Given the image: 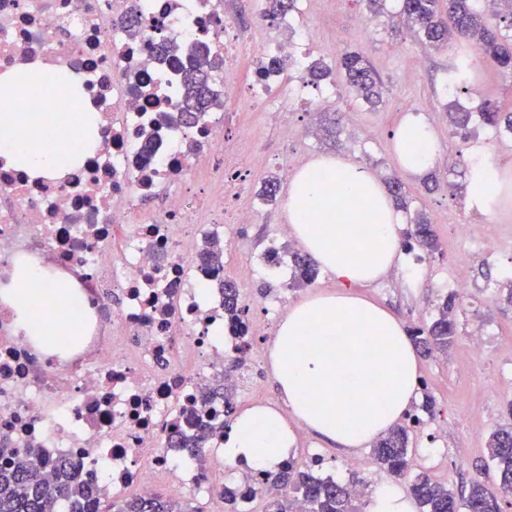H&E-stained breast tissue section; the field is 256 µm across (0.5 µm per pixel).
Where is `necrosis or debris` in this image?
Instances as JSON below:
<instances>
[{
    "mask_svg": "<svg viewBox=\"0 0 512 512\" xmlns=\"http://www.w3.org/2000/svg\"><path fill=\"white\" fill-rule=\"evenodd\" d=\"M133 14L145 20L136 32ZM317 38L308 28L293 40L277 32L242 42L224 0H0V70L36 64L47 79H76L102 138L92 157L57 177L0 165V275L18 256L46 260L77 274L88 300L78 316L84 336L62 358L14 334L0 306V459L18 450L67 460L104 498L130 488L151 496L160 477L181 493L217 486L223 432L199 453L170 442L194 433L195 416L223 421L213 383L235 386L228 362L258 379L261 326L225 318L216 286L224 270L200 256L204 236L223 237L225 219L250 224L254 213H202L180 192L198 158L213 159L224 187L240 185L242 167L223 105L179 123L177 75L154 47L173 45L218 89L234 85L239 58L270 61L239 95L271 105L273 84ZM148 200L155 216L143 210ZM189 224L205 225L204 236L186 233ZM455 232L467 265L512 250L493 223L460 222Z\"/></svg>",
    "mask_w": 512,
    "mask_h": 512,
    "instance_id": "obj_1",
    "label": "necrosis or debris"
}]
</instances>
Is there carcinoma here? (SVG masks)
I'll list each match as a JSON object with an SVG mask.
<instances>
[{"label":"carcinoma","instance_id":"1","mask_svg":"<svg viewBox=\"0 0 512 512\" xmlns=\"http://www.w3.org/2000/svg\"><path fill=\"white\" fill-rule=\"evenodd\" d=\"M501 2L505 8L500 17L503 24L496 27L486 24L479 0H402L398 17L402 26L418 35L428 47L439 48L452 36L463 42L467 51L461 53L448 70L449 88L460 91L468 88L472 77L474 59L469 53L471 49L512 71V0ZM163 51L173 69L183 75L185 96L180 111L191 118L207 111L215 99L208 71L196 64L186 65L167 47ZM340 69L348 91L368 104L380 102L382 85L362 55L345 53L340 60ZM479 115L484 122L512 134V111L500 112L485 104ZM415 244L427 252L438 247L433 225L422 217L414 220V227L404 242L409 248ZM288 257L294 269V282L308 283L315 279L317 269L310 256L292 252ZM220 286L224 288V310L231 320H242L245 308L239 306L238 288L228 280L222 281ZM460 308V298L453 292L448 294L428 329L413 331V342L428 352L448 349L456 335V316ZM373 454L389 475H405L408 470L406 428L396 426L380 437ZM487 455L496 468L500 495L473 482L466 495L458 496L447 486L421 473L413 477L411 484L420 512H503L501 498L512 496V426L500 428L490 435ZM48 465L49 462L30 454L0 464V512H54L58 502L68 512H188L179 502L154 495L106 504L91 495L88 485L78 481L62 463L56 467V485L49 489L42 479V472ZM267 484V488L259 491L244 488L242 499L269 497L270 512H294L298 497L306 504L307 512H358L350 487L330 477L322 478L298 469L290 461L277 471L268 472Z\"/></svg>","mask_w":512,"mask_h":512}]
</instances>
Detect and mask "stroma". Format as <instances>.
<instances>
[{
  "instance_id": "stroma-1",
  "label": "stroma",
  "mask_w": 512,
  "mask_h": 512,
  "mask_svg": "<svg viewBox=\"0 0 512 512\" xmlns=\"http://www.w3.org/2000/svg\"><path fill=\"white\" fill-rule=\"evenodd\" d=\"M399 0H387V10L371 13L363 0H298V24L319 30L307 63L338 68L343 52L356 51L377 72L383 101L371 106L349 93L342 82L326 81L294 102L291 111L273 112L261 104L242 101L226 93L224 110L239 138L243 163L252 184L233 199V206L253 207L255 224L224 245V277L235 282L251 317L276 329L289 307L311 290L333 293L334 277L319 272L312 285H293L290 263L278 268L261 265L272 247L280 252L298 249L282 203L269 204L259 197L265 178L279 176L282 164L294 156L305 159L343 154L372 169L382 181L400 180L410 193L403 213L404 228H412L418 215L433 225L440 248L414 260L404 252L401 264L360 288L361 296L392 312L406 327L430 323L448 281L466 278L476 284L474 294L458 315V333L448 351L421 360V388L412 411L419 417L410 424L409 455L413 472H424L458 494L467 493L471 479L484 474L488 487L497 483L485 448L490 435L512 422V305L502 301L500 289L512 284V253L502 254L492 267H460L454 260L459 247L453 227L456 219L481 223L480 215L466 206V185L477 156L490 155L512 161V136L484 124L476 112L488 102L501 110L512 109V72L498 69L488 58L476 56V96L452 94L448 67L456 42L432 49L410 32L394 36L390 16ZM464 106L474 117L468 128L451 130L448 112ZM418 112L434 127L442 152L432 172L431 184L410 176L397 164L391 150L393 133L406 113ZM335 126L338 134L326 136ZM482 329L485 354L471 361L468 337ZM325 459L323 475L342 484L363 485L367 498L386 487L409 493V478L394 479L374 461L371 447L361 448L358 468L345 467L344 453L306 429H298L293 452L301 467L313 454Z\"/></svg>"
}]
</instances>
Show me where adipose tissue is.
I'll return each instance as SVG.
<instances>
[{
  "label": "adipose tissue",
  "mask_w": 512,
  "mask_h": 512,
  "mask_svg": "<svg viewBox=\"0 0 512 512\" xmlns=\"http://www.w3.org/2000/svg\"><path fill=\"white\" fill-rule=\"evenodd\" d=\"M44 90L35 69L0 72V162L32 177L77 165L100 145L89 125L82 150L63 151L67 118L18 108L21 96ZM393 147L411 175L428 172L441 152L434 128L414 113L398 124ZM511 188L512 163L482 158L470 169L467 204L495 220L500 197ZM284 210L293 236L339 289L297 301L279 322L270 359L287 409L253 405L237 414L224 437V459L234 466L277 469L296 446L298 425L355 452L402 419L418 394L420 361L408 331L356 292L402 253L399 213L382 183L350 158L321 157L291 177ZM0 303L13 314L14 332L38 338L73 330L72 306L46 266L13 263L0 281Z\"/></svg>",
  "instance_id": "ef3b65f1"
}]
</instances>
